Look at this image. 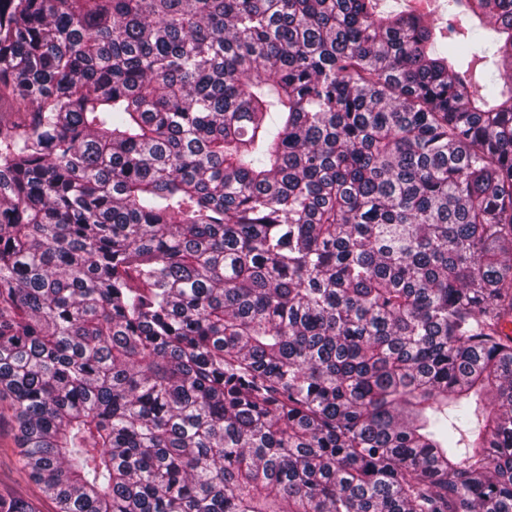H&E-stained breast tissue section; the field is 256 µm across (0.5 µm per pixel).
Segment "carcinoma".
I'll use <instances>...</instances> for the list:
<instances>
[{
    "label": "carcinoma",
    "mask_w": 512,
    "mask_h": 512,
    "mask_svg": "<svg viewBox=\"0 0 512 512\" xmlns=\"http://www.w3.org/2000/svg\"><path fill=\"white\" fill-rule=\"evenodd\" d=\"M381 2L0 0V397L57 512H512V0Z\"/></svg>",
    "instance_id": "1"
}]
</instances>
